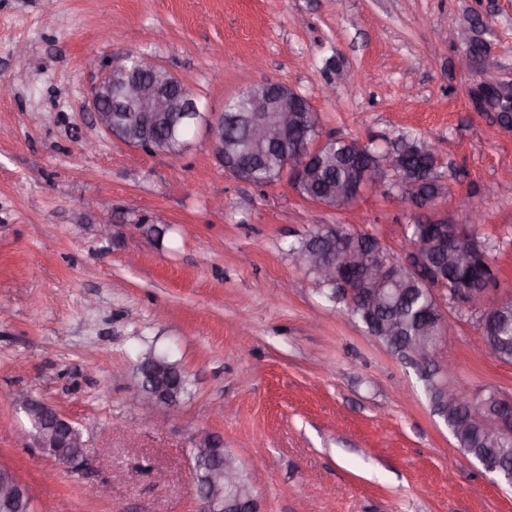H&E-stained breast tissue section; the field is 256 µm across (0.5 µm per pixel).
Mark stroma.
I'll list each match as a JSON object with an SVG mask.
<instances>
[{
  "label": "stroma",
  "mask_w": 512,
  "mask_h": 512,
  "mask_svg": "<svg viewBox=\"0 0 512 512\" xmlns=\"http://www.w3.org/2000/svg\"><path fill=\"white\" fill-rule=\"evenodd\" d=\"M22 53L39 67L19 69ZM136 53L205 112L269 79L308 99L322 135L434 142L457 200L448 221L481 209L493 296L512 298V131L472 97L512 81V0H0V466L33 512H196L201 429L241 453L260 512H512V488L459 451L415 368L288 255L327 224L404 258L411 207L378 194L333 210L285 177L237 180L201 131L176 161L112 139L93 90ZM443 313L449 384L512 399V363L486 351L479 309ZM151 346L189 380L177 415L136 399ZM19 392L80 425L82 470L32 443Z\"/></svg>",
  "instance_id": "stroma-1"
}]
</instances>
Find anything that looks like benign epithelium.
<instances>
[{
    "instance_id": "obj_1",
    "label": "benign epithelium",
    "mask_w": 512,
    "mask_h": 512,
    "mask_svg": "<svg viewBox=\"0 0 512 512\" xmlns=\"http://www.w3.org/2000/svg\"><path fill=\"white\" fill-rule=\"evenodd\" d=\"M301 98L302 94L282 83L262 82L252 86L248 127L254 153L264 152L280 141L288 130L299 125L301 109L298 100ZM475 98L486 112H500L505 103L512 112L511 83L480 85ZM93 107L96 123L111 136L115 135L112 110L117 107L133 110L139 128L147 136L160 129L173 136H186L203 125L208 131L213 154L224 170L238 179L243 176L242 149L224 140V113L201 111L190 88L149 56H138L134 65L127 59L121 65L106 69L94 90ZM325 142L324 138L298 142L292 147L291 156L282 161V171L288 172L294 180L302 179L304 167L310 159L319 156V148ZM297 264L313 265L327 280L341 282L342 291L349 297L358 294L359 289L355 283L341 279L343 271L354 269L362 280L386 281L391 269V264L381 258L364 252L353 253L341 245L331 254L315 250L298 258ZM477 299L481 301L482 321L497 315L500 306L491 297V289H483ZM440 354L441 345L419 341L411 349L408 363L416 369L429 368ZM140 365L146 374L136 382L138 397L154 410L176 413L180 400L149 385V381L164 376L172 365L154 353L143 356ZM430 376L447 400V408L435 412L436 416L445 418L448 409L458 408L469 420L481 424L489 441L495 443L506 437L512 438L511 401L493 407L449 386L448 380L436 370ZM17 402L37 430L35 441L39 448L57 464L68 469L77 468L85 442L71 440L74 422L29 394L19 395ZM474 460L494 483L512 487V469L501 466L498 460L489 456H476ZM188 463L195 483L198 512H258L252 483L243 481L237 458L224 451V442L219 435L210 431L197 432ZM29 499L28 486L7 476L0 479V512H15L17 503Z\"/></svg>"
}]
</instances>
